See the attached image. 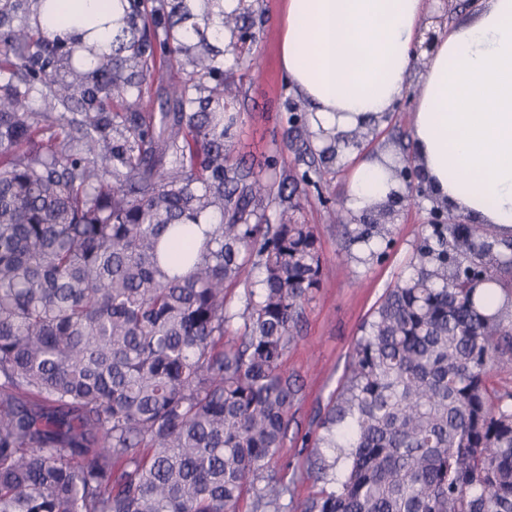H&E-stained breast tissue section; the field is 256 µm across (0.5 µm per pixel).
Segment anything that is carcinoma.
I'll use <instances>...</instances> for the list:
<instances>
[{"label":"carcinoma","mask_w":512,"mask_h":512,"mask_svg":"<svg viewBox=\"0 0 512 512\" xmlns=\"http://www.w3.org/2000/svg\"><path fill=\"white\" fill-rule=\"evenodd\" d=\"M203 2L127 0L89 73L39 27L0 36V512H512V392L490 386L512 354V235L452 218L425 226L316 422L343 462L312 451L303 475L334 489L282 503L271 463L301 393L284 356L322 263L285 182L227 148L235 93L204 31L251 32L252 2ZM165 65L190 71L146 112ZM313 136L293 114L304 182L336 159ZM388 221L373 207L346 242L373 256Z\"/></svg>","instance_id":"cac0c4a2"}]
</instances>
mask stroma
<instances>
[{"mask_svg": "<svg viewBox=\"0 0 512 512\" xmlns=\"http://www.w3.org/2000/svg\"><path fill=\"white\" fill-rule=\"evenodd\" d=\"M283 4L284 0H255L253 59L226 64L238 87L230 149L236 159L252 163L263 179L297 183L290 203L299 223L313 228L323 265L319 288L302 305L301 337L285 356L289 374L298 378L303 389L288 440L272 463L277 470L297 465L307 456L302 442L314 435L317 415L325 413L341 384L363 320L386 289L406 273L414 246L430 221L431 208L427 199L407 198L395 213L392 241L380 257L364 259L359 245L345 248L336 215L345 209L349 165L336 163L317 184L303 185L300 178L305 166L297 148L286 142L291 106L303 111L307 105L289 90L279 66ZM412 111L408 104L393 112L386 125L363 143V151L409 156Z\"/></svg>", "mask_w": 512, "mask_h": 512, "instance_id": "stroma-1", "label": "stroma"}]
</instances>
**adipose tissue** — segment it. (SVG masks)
<instances>
[{"mask_svg": "<svg viewBox=\"0 0 512 512\" xmlns=\"http://www.w3.org/2000/svg\"><path fill=\"white\" fill-rule=\"evenodd\" d=\"M426 0H285L279 65L308 105L323 141L380 127L416 86L412 147L434 200L478 224L512 233V0H479L462 21L444 25L425 66ZM120 0H41L39 26L63 38L105 44ZM352 164L346 208L386 202L400 180L385 154L338 149Z\"/></svg>", "mask_w": 512, "mask_h": 512, "instance_id": "ef3b65f1", "label": "adipose tissue"}]
</instances>
